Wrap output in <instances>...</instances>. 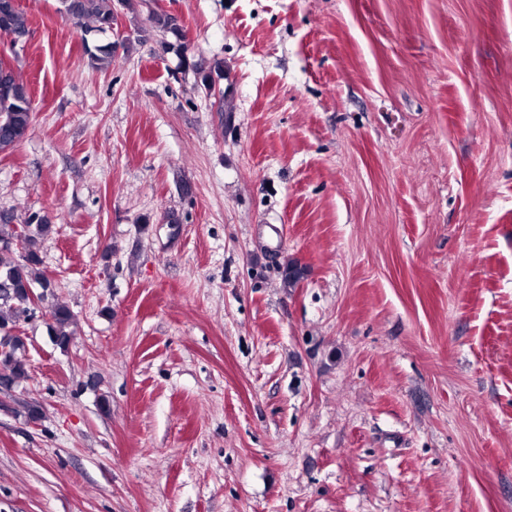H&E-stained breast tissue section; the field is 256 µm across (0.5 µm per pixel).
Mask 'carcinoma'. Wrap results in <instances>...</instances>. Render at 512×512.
Wrapping results in <instances>:
<instances>
[{
    "label": "carcinoma",
    "instance_id": "carcinoma-1",
    "mask_svg": "<svg viewBox=\"0 0 512 512\" xmlns=\"http://www.w3.org/2000/svg\"><path fill=\"white\" fill-rule=\"evenodd\" d=\"M65 13L75 23L84 27L82 41L91 64L98 69H107L116 57L112 42L89 41L87 35L94 33L104 35L112 31L113 11L110 0H61ZM150 27L176 37L180 44L178 50L186 52L183 43L186 35L183 28L172 18L161 12L148 15ZM24 40L29 32L27 20L19 9L4 8L0 0V32ZM186 68L192 70L203 86H211L213 74L221 70V63H209L204 59L189 60L183 57ZM34 120L31 96L25 92V85L15 74L13 67L0 59V152L14 148L28 134ZM16 218L8 211L0 212V243L22 239L23 251L14 248H0V283L8 284V289L0 287V327L15 324L20 314L32 307L31 291L34 285L40 288L51 287V282L39 272L40 248L42 241L53 231L50 220L45 215L33 214L28 225L35 226L34 232L23 233V228L15 224ZM47 314L52 321L51 330L55 342L65 347L69 343V327L74 315L69 307L52 303L48 305ZM22 347L19 341L0 353V379L4 383L0 388L8 391L28 379L26 364L17 357Z\"/></svg>",
    "mask_w": 512,
    "mask_h": 512
}]
</instances>
